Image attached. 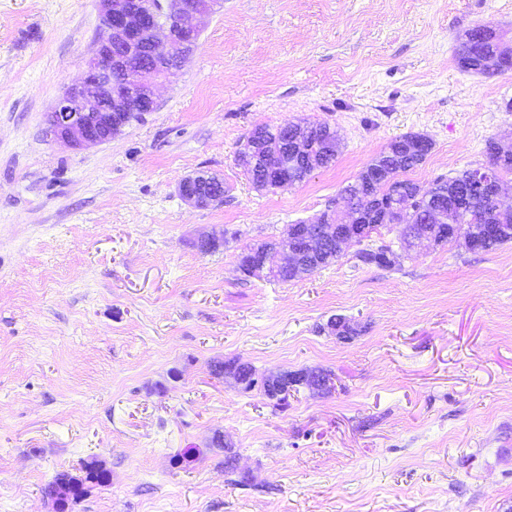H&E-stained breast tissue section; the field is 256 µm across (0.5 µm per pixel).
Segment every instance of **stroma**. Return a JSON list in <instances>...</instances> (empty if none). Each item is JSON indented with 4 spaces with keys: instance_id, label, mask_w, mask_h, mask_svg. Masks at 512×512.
Instances as JSON below:
<instances>
[{
    "instance_id": "1",
    "label": "stroma",
    "mask_w": 512,
    "mask_h": 512,
    "mask_svg": "<svg viewBox=\"0 0 512 512\" xmlns=\"http://www.w3.org/2000/svg\"><path fill=\"white\" fill-rule=\"evenodd\" d=\"M480 24L512 43V0H220L156 110L75 150L46 116L92 54L96 4L0 0V512H51L45 485L91 457L110 481L69 512H512V242L392 268L353 245L290 282L238 269L398 136L431 139L406 174L425 188L512 141V73L456 61ZM290 122L335 127L336 159L258 189L240 145ZM199 171L222 201L179 196ZM336 314L357 335L325 331ZM229 359L333 384L280 409L214 377ZM195 181L196 176L194 174L184 177L178 184V193L188 204L194 207H206L223 199L220 187H214L213 193L205 195L203 191L194 188Z\"/></svg>"
}]
</instances>
